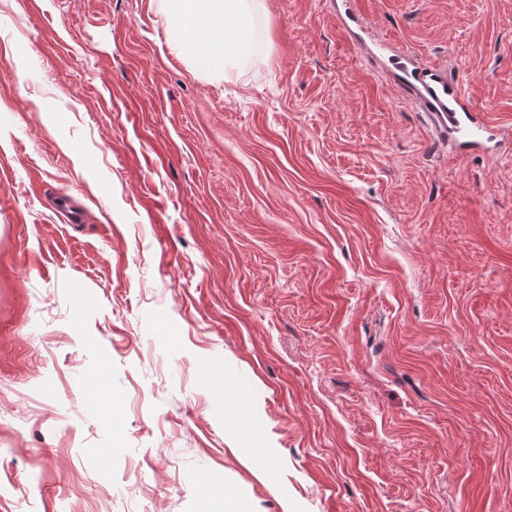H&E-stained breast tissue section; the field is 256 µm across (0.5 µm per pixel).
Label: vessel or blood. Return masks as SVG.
I'll use <instances>...</instances> for the list:
<instances>
[{
  "label": "vessel or blood",
  "instance_id": "vessel-or-blood-1",
  "mask_svg": "<svg viewBox=\"0 0 512 512\" xmlns=\"http://www.w3.org/2000/svg\"><path fill=\"white\" fill-rule=\"evenodd\" d=\"M395 68L402 82L416 81L419 99L460 153L487 149L496 139V126L472 108L461 86L442 80L435 69L409 58L399 59Z\"/></svg>",
  "mask_w": 512,
  "mask_h": 512
}]
</instances>
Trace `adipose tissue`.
Returning a JSON list of instances; mask_svg holds the SVG:
<instances>
[{"label": "adipose tissue", "instance_id": "adipose-tissue-1", "mask_svg": "<svg viewBox=\"0 0 512 512\" xmlns=\"http://www.w3.org/2000/svg\"><path fill=\"white\" fill-rule=\"evenodd\" d=\"M169 34L205 66L244 72L269 54L265 0H166Z\"/></svg>", "mask_w": 512, "mask_h": 512}]
</instances>
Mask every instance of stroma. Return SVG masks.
Listing matches in <instances>:
<instances>
[{
	"label": "stroma",
	"instance_id": "35a3bbf8",
	"mask_svg": "<svg viewBox=\"0 0 512 512\" xmlns=\"http://www.w3.org/2000/svg\"><path fill=\"white\" fill-rule=\"evenodd\" d=\"M361 2L224 76L159 0H0V512H512V0ZM395 76L404 84L415 80L419 99L435 117L443 133L452 138L463 155L476 150H490L497 137V127L475 111L461 86L442 80L435 69L421 67L410 58H398Z\"/></svg>",
	"mask_w": 512,
	"mask_h": 512
}]
</instances>
